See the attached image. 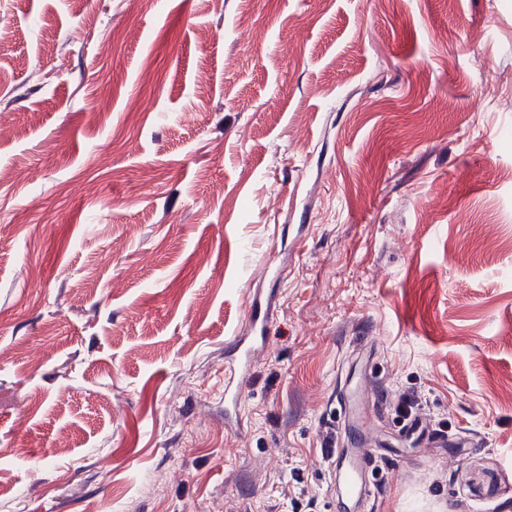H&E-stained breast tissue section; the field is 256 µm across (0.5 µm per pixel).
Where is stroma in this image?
Masks as SVG:
<instances>
[{
  "mask_svg": "<svg viewBox=\"0 0 512 512\" xmlns=\"http://www.w3.org/2000/svg\"><path fill=\"white\" fill-rule=\"evenodd\" d=\"M335 448L512 512V0H0V512H348Z\"/></svg>",
  "mask_w": 512,
  "mask_h": 512,
  "instance_id": "1",
  "label": "stroma"
}]
</instances>
